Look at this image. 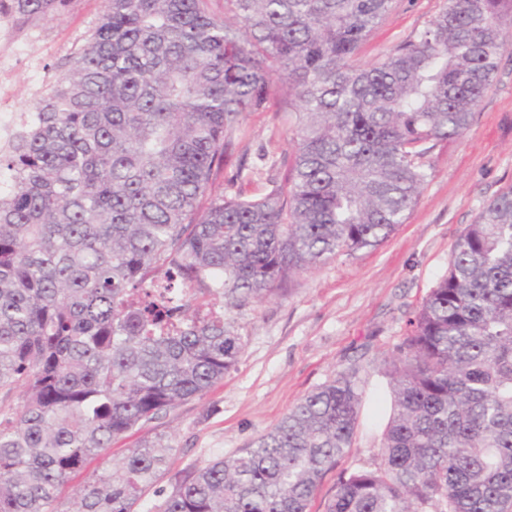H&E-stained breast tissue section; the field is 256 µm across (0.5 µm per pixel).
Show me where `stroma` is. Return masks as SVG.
I'll use <instances>...</instances> for the list:
<instances>
[{
    "mask_svg": "<svg viewBox=\"0 0 512 512\" xmlns=\"http://www.w3.org/2000/svg\"><path fill=\"white\" fill-rule=\"evenodd\" d=\"M444 5V0H395L391 13L363 42L354 65L377 62ZM102 9V0H71L52 23L37 30L17 24L13 36L23 46L33 33L42 35L37 58L46 77ZM503 29L509 47L492 86L470 128L428 155L431 175L405 224L377 248L336 256L294 277L286 296L272 295L225 312V322L241 338L242 351L223 381L203 397L188 399L124 434L108 456L90 457L85 471L69 478L64 493L82 486L89 471L161 437L174 450L135 506V512H151L178 474L240 454L299 399L358 356L364 406L352 448L327 474L311 505V512H325L338 475L372 460L376 439L388 421L391 397L386 378L376 368L380 354L406 335L415 311L446 274L451 251L467 225L489 199L512 185V20L504 21ZM237 137L236 148L224 158V175L232 179L233 192L261 194L270 172L260 167V159L280 164L293 157L285 118L277 112L247 113ZM244 163L259 166V173L239 175Z\"/></svg>",
    "mask_w": 512,
    "mask_h": 512,
    "instance_id": "1",
    "label": "stroma"
}]
</instances>
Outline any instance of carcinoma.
<instances>
[{"mask_svg": "<svg viewBox=\"0 0 512 512\" xmlns=\"http://www.w3.org/2000/svg\"><path fill=\"white\" fill-rule=\"evenodd\" d=\"M69 0H11L47 20ZM103 0L52 85L0 144V512H132L173 445L132 448L60 508L112 440L205 395L241 338L207 315L283 290L405 223L427 156L461 137L507 49L512 0H445L353 68L393 0ZM292 114L295 156L265 193L207 195L240 118ZM384 354L376 461L326 512H512V187ZM354 362L242 454L183 472L157 512H308L351 447Z\"/></svg>", "mask_w": 512, "mask_h": 512, "instance_id": "1", "label": "carcinoma"}]
</instances>
